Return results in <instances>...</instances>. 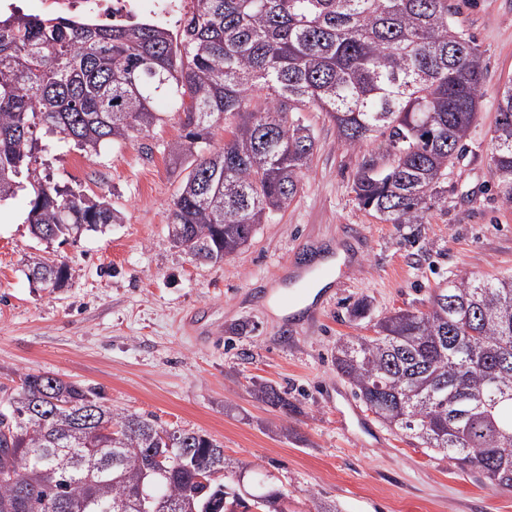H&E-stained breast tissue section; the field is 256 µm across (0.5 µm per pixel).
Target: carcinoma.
Segmentation results:
<instances>
[{"mask_svg": "<svg viewBox=\"0 0 512 512\" xmlns=\"http://www.w3.org/2000/svg\"><path fill=\"white\" fill-rule=\"evenodd\" d=\"M453 14L449 0H194L172 31L13 12L0 18V202L28 182L39 240L119 222L106 200L44 184L40 133L96 152L150 131L164 97L184 114L170 153L188 162L169 235L219 263L298 194L316 138L292 113L312 104L343 147L389 140L388 164H365L353 180L359 206L390 224H422L445 198L482 97L483 52ZM228 115L230 137L214 146L213 123ZM490 161L511 202L512 82ZM69 275L48 260L29 271L40 284ZM334 364L381 424L512 490V276H460L427 311H396L375 335L339 341ZM254 395L292 409L285 390L261 384ZM255 470L205 433L116 412L95 389L48 373L26 374L0 397V512H142L140 487L160 512H280L270 505L287 492L269 476L246 496L224 481Z\"/></svg>", "mask_w": 512, "mask_h": 512, "instance_id": "carcinoma-1", "label": "carcinoma"}]
</instances>
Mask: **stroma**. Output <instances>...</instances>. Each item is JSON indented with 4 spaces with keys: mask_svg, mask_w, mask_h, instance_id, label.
Masks as SVG:
<instances>
[{
    "mask_svg": "<svg viewBox=\"0 0 512 512\" xmlns=\"http://www.w3.org/2000/svg\"><path fill=\"white\" fill-rule=\"evenodd\" d=\"M455 20L484 54L483 97L467 150L448 171V199L422 224H390L357 204L363 164L384 167L380 137L338 143L316 107L302 112L316 150L287 208L259 225L250 244L217 264L174 246L169 209L182 172L169 146L182 116L158 101L147 135L83 151L42 137L39 170L51 184L106 199L123 220L66 244L36 240L29 193L0 203V388L50 373L99 391L112 409L154 416L165 428L207 433L224 454L254 462L287 491L292 512H512V492L477 481L455 462L352 412L356 398L336 373L338 339L369 336L399 310H427L437 288L464 274L512 275V202L490 168V130L512 80V0H451ZM345 252L323 317L289 319L294 284L279 269ZM69 264L65 287L28 277L36 259ZM364 303L357 317L354 305ZM287 391L289 414L252 393L253 382Z\"/></svg>",
    "mask_w": 512,
    "mask_h": 512,
    "instance_id": "stroma-1",
    "label": "stroma"
}]
</instances>
